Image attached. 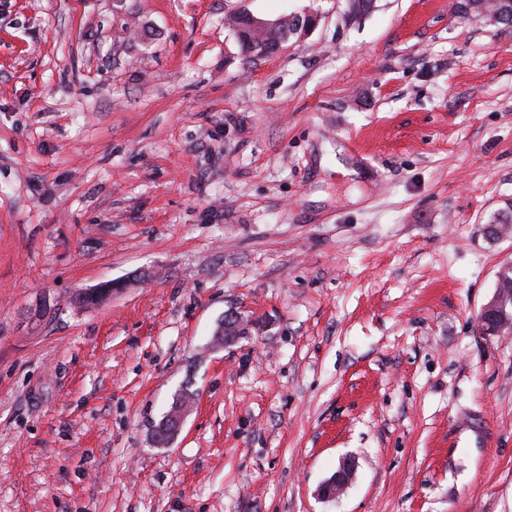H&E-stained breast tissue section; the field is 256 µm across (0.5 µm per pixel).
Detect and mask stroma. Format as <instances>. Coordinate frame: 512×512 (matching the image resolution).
Masks as SVG:
<instances>
[{"instance_id":"35a3bbf8","label":"stroma","mask_w":512,"mask_h":512,"mask_svg":"<svg viewBox=\"0 0 512 512\" xmlns=\"http://www.w3.org/2000/svg\"><path fill=\"white\" fill-rule=\"evenodd\" d=\"M454 3L0 0V512H512L479 319L512 27ZM303 11L243 60L230 17ZM232 310L259 327L213 346ZM251 18L254 30L266 31L270 27L284 24H288V26H290V29L292 30L291 33L286 34L285 38L280 42L278 47L271 55L278 53L283 48V45L288 43L290 39L304 37L311 29L316 26L318 21V15L315 12H305L303 14L293 13L271 22L263 21L253 16H251ZM354 471V462L351 458H344L336 472L325 480L318 489V496L322 499H335L348 485Z\"/></svg>"}]
</instances>
